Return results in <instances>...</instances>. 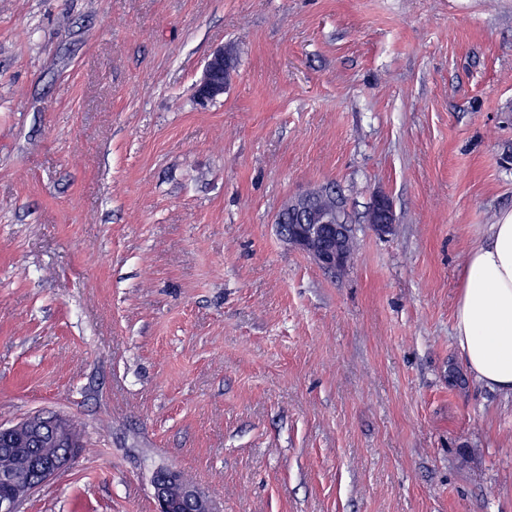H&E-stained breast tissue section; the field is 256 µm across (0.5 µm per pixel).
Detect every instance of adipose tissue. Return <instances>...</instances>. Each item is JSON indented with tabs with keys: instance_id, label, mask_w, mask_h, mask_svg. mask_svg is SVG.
<instances>
[{
	"instance_id": "obj_1",
	"label": "adipose tissue",
	"mask_w": 512,
	"mask_h": 512,
	"mask_svg": "<svg viewBox=\"0 0 512 512\" xmlns=\"http://www.w3.org/2000/svg\"><path fill=\"white\" fill-rule=\"evenodd\" d=\"M455 332L475 379L512 393V214L489 225L467 257Z\"/></svg>"
}]
</instances>
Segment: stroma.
Wrapping results in <instances>:
<instances>
[{"label": "stroma", "instance_id": "stroma-1", "mask_svg": "<svg viewBox=\"0 0 512 512\" xmlns=\"http://www.w3.org/2000/svg\"><path fill=\"white\" fill-rule=\"evenodd\" d=\"M509 154L512 0H0V425L81 433L21 512H155L161 468L216 512H512L455 338ZM326 183L334 272L275 222ZM234 68L232 58L224 57V48L213 51L206 61L202 78L197 84L198 98L203 101L216 100L224 94V71L229 79ZM373 209L378 214V220L376 224H374L373 220V214L370 213V221L375 229V231L381 235H384L389 232L393 222H394V215L392 210V204L390 202V199L383 195L378 194L375 196L373 201Z\"/></svg>", "mask_w": 512, "mask_h": 512}]
</instances>
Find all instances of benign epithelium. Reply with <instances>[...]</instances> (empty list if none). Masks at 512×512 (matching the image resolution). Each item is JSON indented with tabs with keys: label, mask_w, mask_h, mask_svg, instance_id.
I'll list each match as a JSON object with an SVG mask.
<instances>
[{
	"label": "benign epithelium",
	"mask_w": 512,
	"mask_h": 512,
	"mask_svg": "<svg viewBox=\"0 0 512 512\" xmlns=\"http://www.w3.org/2000/svg\"><path fill=\"white\" fill-rule=\"evenodd\" d=\"M224 49L213 51L206 61L202 78L197 84L198 98L212 101L224 95ZM308 193L303 192L290 198L289 207L303 213V224L292 233L284 234L285 239L295 248L310 256L318 265L329 271H336L346 265L344 252L330 245L317 249L316 242L325 236L326 228L338 224L336 214L305 209ZM378 220L373 225L381 235L389 232L394 215L390 199L378 194L373 201ZM25 432L32 437L51 433L57 446L56 455L49 462L32 463L33 474L18 475L10 479L13 491L0 496V512H19L20 505L41 485L47 483L72 463L76 448L63 420L58 415L35 414L27 418ZM156 512H173L178 501H185L192 512H215L211 501L196 487L177 478V473L159 469L154 474Z\"/></svg>",
	"instance_id": "benign-epithelium-1"
}]
</instances>
